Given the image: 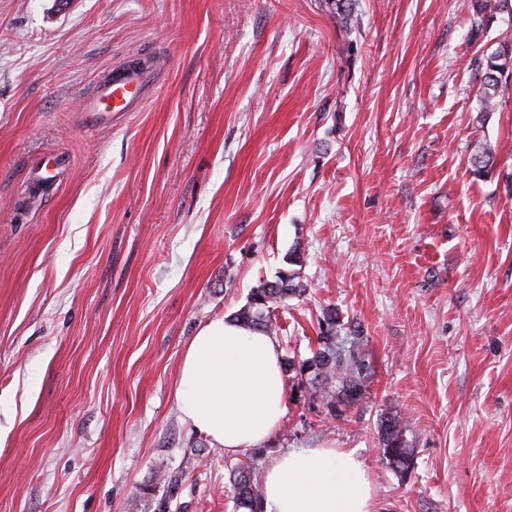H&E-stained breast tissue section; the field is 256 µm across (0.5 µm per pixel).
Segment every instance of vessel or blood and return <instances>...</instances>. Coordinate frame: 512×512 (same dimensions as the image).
Listing matches in <instances>:
<instances>
[{
	"label": "vessel or blood",
	"mask_w": 512,
	"mask_h": 512,
	"mask_svg": "<svg viewBox=\"0 0 512 512\" xmlns=\"http://www.w3.org/2000/svg\"><path fill=\"white\" fill-rule=\"evenodd\" d=\"M153 73L148 69H123L98 81L92 97L87 98L85 110L89 115L128 112L142 95Z\"/></svg>",
	"instance_id": "obj_1"
}]
</instances>
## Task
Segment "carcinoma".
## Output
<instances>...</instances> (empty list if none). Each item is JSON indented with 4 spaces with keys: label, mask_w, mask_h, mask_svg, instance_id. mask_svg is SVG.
<instances>
[{
    "label": "carcinoma",
    "mask_w": 512,
    "mask_h": 512,
    "mask_svg": "<svg viewBox=\"0 0 512 512\" xmlns=\"http://www.w3.org/2000/svg\"><path fill=\"white\" fill-rule=\"evenodd\" d=\"M325 4L336 18V25L350 26L355 0H325ZM462 6L471 14L472 30L477 33L488 29L498 14L512 15V0H463ZM471 66L479 81V123L483 124L489 114L496 111L502 87L512 78V46L476 53ZM470 165L475 177L489 175L496 167L490 145L478 143L470 156ZM305 292L306 286L298 274L282 272L276 280L264 281L252 290L249 303L238 311L235 320L247 328L271 335L276 326L270 308ZM360 347L359 331L344 324L336 308L329 306L319 319L318 349L307 359L285 362L284 370L290 369L301 377L310 400L322 406L328 415L337 417L343 408L360 403L369 391L372 373L360 354ZM379 437L390 464L399 470L409 469L413 449L406 439L403 421L396 416L385 418L379 424ZM230 478L235 512H263L264 491L252 468L235 465L230 468Z\"/></svg>",
    "instance_id": "1"
}]
</instances>
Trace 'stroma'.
Segmentation results:
<instances>
[{
  "mask_svg": "<svg viewBox=\"0 0 512 512\" xmlns=\"http://www.w3.org/2000/svg\"><path fill=\"white\" fill-rule=\"evenodd\" d=\"M459 0H0V512H233L228 468L353 450L375 512H512V86L478 122ZM141 63L137 106L87 129L94 80ZM300 251L273 310L283 359L334 306L362 332L364 401L326 416L287 380L268 443L184 422L183 352ZM232 283H225V276ZM399 416L409 470L385 457ZM471 172L477 178L488 176L496 167L494 152L487 143L479 142L470 156ZM406 427L396 416L387 417L379 424V437L383 452L390 464L399 470H408L411 465L413 450L405 437Z\"/></svg>",
  "mask_w": 512,
  "mask_h": 512,
  "instance_id": "obj_1",
  "label": "stroma"
}]
</instances>
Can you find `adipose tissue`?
<instances>
[{
	"label": "adipose tissue",
	"instance_id": "1",
	"mask_svg": "<svg viewBox=\"0 0 512 512\" xmlns=\"http://www.w3.org/2000/svg\"><path fill=\"white\" fill-rule=\"evenodd\" d=\"M184 421L233 455L267 443L286 413V381L272 336L217 316L203 324L180 365ZM266 512H374L373 487L355 451L293 449L264 477Z\"/></svg>",
	"mask_w": 512,
	"mask_h": 512
}]
</instances>
